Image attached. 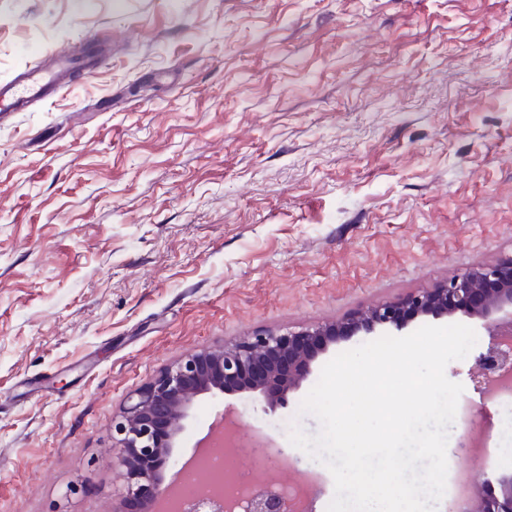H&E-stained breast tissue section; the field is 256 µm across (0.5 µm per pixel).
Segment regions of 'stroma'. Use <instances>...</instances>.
<instances>
[{
	"mask_svg": "<svg viewBox=\"0 0 512 512\" xmlns=\"http://www.w3.org/2000/svg\"><path fill=\"white\" fill-rule=\"evenodd\" d=\"M100 46L62 96L0 119V512H108L112 420L186 353L342 319L512 256V0H0V79ZM450 362L486 429L482 484L512 469V395ZM320 354L285 406L200 396L177 472L233 412L289 441Z\"/></svg>",
	"mask_w": 512,
	"mask_h": 512,
	"instance_id": "1",
	"label": "stroma"
}]
</instances>
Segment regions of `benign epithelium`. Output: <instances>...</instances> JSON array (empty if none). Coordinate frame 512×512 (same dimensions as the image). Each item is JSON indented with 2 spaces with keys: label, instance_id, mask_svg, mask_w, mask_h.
<instances>
[{
  "label": "benign epithelium",
  "instance_id": "1",
  "mask_svg": "<svg viewBox=\"0 0 512 512\" xmlns=\"http://www.w3.org/2000/svg\"><path fill=\"white\" fill-rule=\"evenodd\" d=\"M466 314L486 321L489 343L476 359L474 380L512 373V257L473 268L443 284L384 302L344 319L297 331L257 332L221 350L203 348L163 369L130 397L112 422L124 492L112 512H148L166 486V468L197 398L215 390L250 393L271 410L285 404L290 390L311 372L330 345L360 334L401 331L420 317ZM476 414L463 411L458 447H473ZM297 503L270 491L255 492L245 512H297ZM229 498L199 497L185 512H235ZM449 512H512V470L480 486H466Z\"/></svg>",
  "mask_w": 512,
  "mask_h": 512
}]
</instances>
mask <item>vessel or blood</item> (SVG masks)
Returning a JSON list of instances; mask_svg holds the SVG:
<instances>
[{
    "label": "vessel or blood",
    "instance_id": "obj_1",
    "mask_svg": "<svg viewBox=\"0 0 512 512\" xmlns=\"http://www.w3.org/2000/svg\"><path fill=\"white\" fill-rule=\"evenodd\" d=\"M54 61V68L33 67L13 80L0 82V118L26 111L33 102L69 88V76L81 67V60L61 47L55 50Z\"/></svg>",
    "mask_w": 512,
    "mask_h": 512
}]
</instances>
